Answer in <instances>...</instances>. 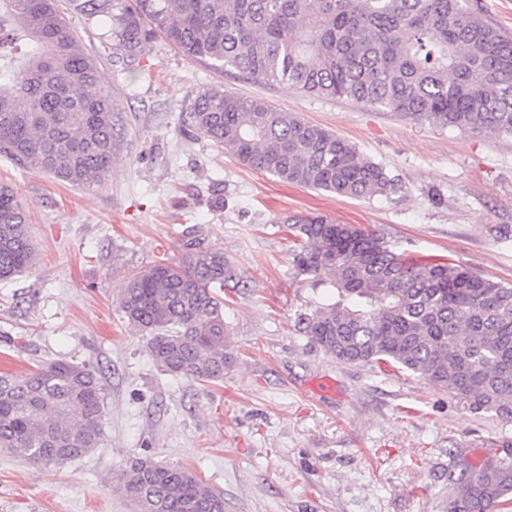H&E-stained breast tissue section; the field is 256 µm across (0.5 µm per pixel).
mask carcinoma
<instances>
[{
    "mask_svg": "<svg viewBox=\"0 0 512 512\" xmlns=\"http://www.w3.org/2000/svg\"><path fill=\"white\" fill-rule=\"evenodd\" d=\"M85 23L136 60L165 38L227 74L350 99L478 134L512 135V35L470 0H82ZM112 94L58 0H0V154L72 185L112 174ZM189 132L284 183L341 197L399 189L386 170L330 131L222 86L191 96ZM290 254L313 277L333 273L336 300L304 332L347 363L416 373L474 410L512 420V286L441 255L413 256L324 216L289 225ZM185 260L134 274L119 305L153 333L163 371L224 380V250L186 242ZM37 251L18 192L0 184V281L33 269ZM105 409L96 374L50 361L0 374V449L55 466L99 446ZM448 512H512V461L458 477ZM133 512H224V496L183 466L148 457L120 470Z\"/></svg>",
    "mask_w": 512,
    "mask_h": 512,
    "instance_id": "obj_1",
    "label": "carcinoma"
}]
</instances>
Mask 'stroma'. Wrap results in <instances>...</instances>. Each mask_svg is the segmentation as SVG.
I'll list each match as a JSON object with an SVG mask.
<instances>
[{
	"label": "stroma",
	"instance_id": "stroma-1",
	"mask_svg": "<svg viewBox=\"0 0 512 512\" xmlns=\"http://www.w3.org/2000/svg\"><path fill=\"white\" fill-rule=\"evenodd\" d=\"M60 4L112 93L117 157L104 183L76 186L0 156V182L26 204L38 250L31 272L0 282V371L86 366L106 416L99 447L56 467L0 450V512H131L117 476L139 457L191 469L223 494L224 512H448L449 473L506 457L512 422L412 372L345 363L313 345L302 319L333 291L328 276L298 271L285 227L321 214L512 284V136L235 77L162 38L131 63L73 0ZM217 85L347 139L400 191L340 198L185 137L189 95ZM191 238L223 249L236 272L219 292L231 361L215 384L162 372L148 334L119 306L131 275L181 262ZM322 379L335 395L312 392Z\"/></svg>",
	"mask_w": 512,
	"mask_h": 512
}]
</instances>
